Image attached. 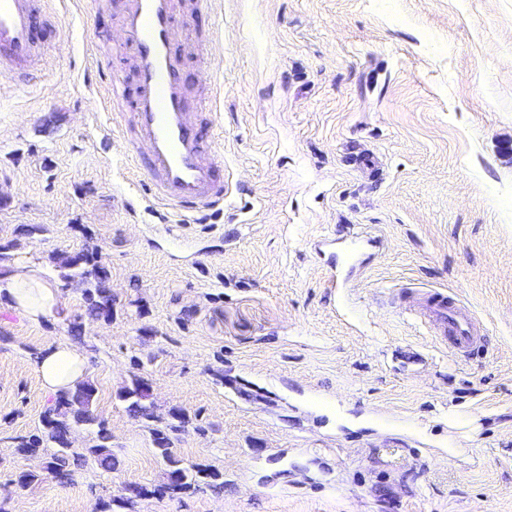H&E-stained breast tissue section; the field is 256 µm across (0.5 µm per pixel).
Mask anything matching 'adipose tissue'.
Here are the masks:
<instances>
[{
    "instance_id": "1",
    "label": "adipose tissue",
    "mask_w": 512,
    "mask_h": 512,
    "mask_svg": "<svg viewBox=\"0 0 512 512\" xmlns=\"http://www.w3.org/2000/svg\"><path fill=\"white\" fill-rule=\"evenodd\" d=\"M56 284L43 277L41 271L25 266L0 275V300L23 317L39 321L51 315L59 302ZM87 369L85 357L73 345L58 342L40 351L36 371L47 394L72 388Z\"/></svg>"
}]
</instances>
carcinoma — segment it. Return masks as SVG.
<instances>
[{
    "instance_id": "cac0c4a2",
    "label": "carcinoma",
    "mask_w": 512,
    "mask_h": 512,
    "mask_svg": "<svg viewBox=\"0 0 512 512\" xmlns=\"http://www.w3.org/2000/svg\"><path fill=\"white\" fill-rule=\"evenodd\" d=\"M59 267L63 269L65 280L80 286L86 314L97 320L112 321L115 299L105 288L109 271L98 260V252L86 250L66 256L59 261ZM95 394L96 388L91 382L81 381L74 388L55 395L41 415V426L37 432L18 441V454L31 457L44 453L49 447L55 448L48 470L62 484L71 481L75 472L89 463L107 471L114 469L116 456L110 437L92 410ZM150 396L151 388L140 375L134 376L131 385L119 394V398L128 402L129 413L147 429L155 449L169 465L167 483L158 491L187 490L194 485L193 478L200 474L218 478L219 473L210 472L206 467L185 468L174 457V435L189 419L177 409L165 413L158 411ZM78 425L98 426L94 443L80 452L72 448L70 442L71 432Z\"/></svg>"
}]
</instances>
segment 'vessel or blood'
<instances>
[{
    "instance_id": "b4317fda",
    "label": "vessel or blood",
    "mask_w": 512,
    "mask_h": 512,
    "mask_svg": "<svg viewBox=\"0 0 512 512\" xmlns=\"http://www.w3.org/2000/svg\"><path fill=\"white\" fill-rule=\"evenodd\" d=\"M47 0H0V76L26 88L45 64L49 46L38 29H54ZM121 47L130 56L136 96L130 103L129 130L123 135L133 160L145 165L154 200L176 212L203 214L224 204L219 171L223 153L216 141H205L201 112L213 109L212 97L191 102L183 75V57L195 55L199 75L208 87L217 80L208 47L188 42L177 18L174 0H123ZM87 84L104 83L109 99L125 93V77L107 55L96 54ZM370 229H352L344 240L321 238L310 245L317 264L356 268L376 247ZM409 305L432 323L435 335L449 341L452 354L468 352L483 340L469 306L448 301L441 293L412 296Z\"/></svg>"
}]
</instances>
